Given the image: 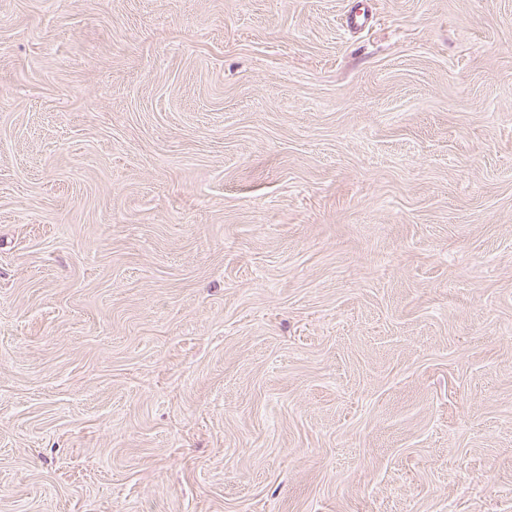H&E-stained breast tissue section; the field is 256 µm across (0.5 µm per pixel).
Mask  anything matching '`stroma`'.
<instances>
[{"mask_svg":"<svg viewBox=\"0 0 512 512\" xmlns=\"http://www.w3.org/2000/svg\"><path fill=\"white\" fill-rule=\"evenodd\" d=\"M0 512H512V0H0Z\"/></svg>","mask_w":512,"mask_h":512,"instance_id":"obj_1","label":"stroma"}]
</instances>
